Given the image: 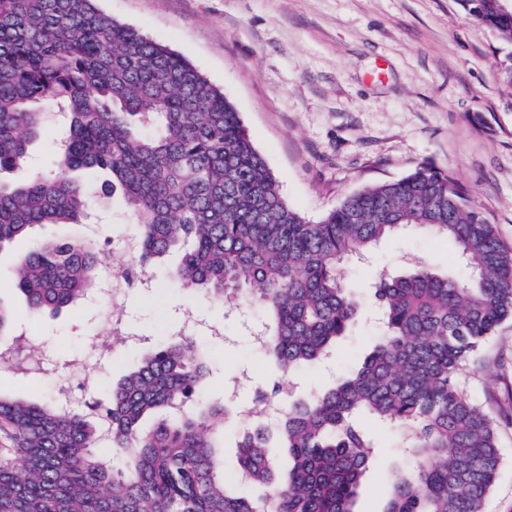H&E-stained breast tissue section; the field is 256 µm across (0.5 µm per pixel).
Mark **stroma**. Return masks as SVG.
Masks as SVG:
<instances>
[{
	"instance_id": "stroma-1",
	"label": "stroma",
	"mask_w": 512,
	"mask_h": 512,
	"mask_svg": "<svg viewBox=\"0 0 512 512\" xmlns=\"http://www.w3.org/2000/svg\"><path fill=\"white\" fill-rule=\"evenodd\" d=\"M99 7L189 60L224 91L276 177L283 198L316 221L348 194L400 179L422 165L450 173L512 247V43L471 21L461 0H99ZM102 266L122 258L133 237L130 211L112 200L98 221ZM30 239L0 252V299L12 305L33 354L57 375L89 372L119 380L157 344L160 323L194 312L196 344L215 365L202 391L237 407L280 378L254 350L248 323L256 308L225 309L173 284L169 257L150 286L130 294L123 318L139 344L100 356L107 332L100 307L79 303L56 314L30 312L9 270ZM458 266L451 242L416 231L392 237L347 267L363 305L361 319L327 364L293 377L303 396L350 373L380 333L374 301L378 273L402 255ZM224 327L223 340L204 332ZM468 396L496 424L501 464L484 512H512V320L502 323L465 376ZM378 445L356 512H383L396 468L409 465L399 431L371 422Z\"/></svg>"
}]
</instances>
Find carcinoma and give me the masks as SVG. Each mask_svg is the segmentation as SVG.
Segmentation results:
<instances>
[{"instance_id":"1","label":"carcinoma","mask_w":512,"mask_h":512,"mask_svg":"<svg viewBox=\"0 0 512 512\" xmlns=\"http://www.w3.org/2000/svg\"><path fill=\"white\" fill-rule=\"evenodd\" d=\"M500 0H463L468 17L512 41ZM64 116L58 172H34L32 144ZM78 171L110 175L102 192ZM0 251L42 224L87 223L118 193L135 217V268L171 253L172 281L267 318L258 353L282 374L320 364L360 315L346 264L407 230L453 242L464 278L419 257L376 282L381 334L327 390L288 399L276 432L238 442L224 477L230 410L198 390L212 353L170 335L117 383L97 421L55 399L0 389V512H355L374 442L362 420L399 428L413 460L384 512H483L500 461L495 422L468 397L466 364L512 319V249L447 172L421 166L347 195L311 221L282 197L239 112L186 58L96 7V0H0ZM100 273L96 237L36 240L11 267L34 312L84 298ZM0 299V345L21 338ZM122 458L111 462L98 443ZM288 474L277 473V449ZM253 419L248 420L246 417L240 419H232L228 422L224 429V476L229 484L236 490L237 493L243 495H255L258 489L250 484H242L237 479L236 474V456H237V443L239 435L245 428L252 424Z\"/></svg>"}]
</instances>
